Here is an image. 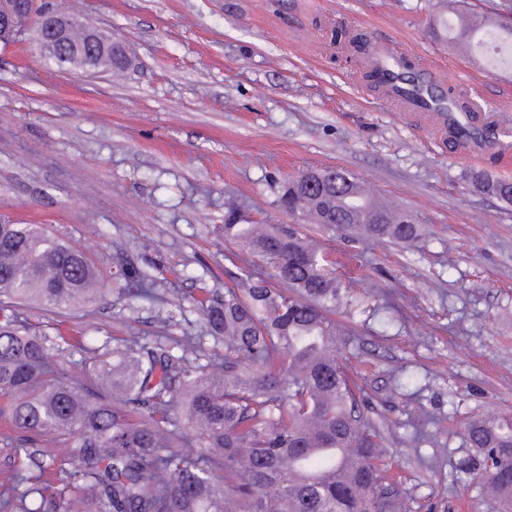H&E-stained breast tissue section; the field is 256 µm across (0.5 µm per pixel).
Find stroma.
I'll use <instances>...</instances> for the list:
<instances>
[{"label":"stroma","instance_id":"35a3bbf8","mask_svg":"<svg viewBox=\"0 0 512 512\" xmlns=\"http://www.w3.org/2000/svg\"><path fill=\"white\" fill-rule=\"evenodd\" d=\"M131 60L121 75L77 72L41 51L35 31L0 45V224L30 214L110 277L116 247L182 301L109 294L56 313L93 345L135 328L200 336L197 288H239L270 273L224 238V218L290 225L336 262L354 302L334 317L361 411L383 431L400 512H499L457 462L475 415L512 414V203L471 176L512 180L487 152L462 159L434 122L395 110L363 76V54L337 43L373 36L430 58L442 86L467 88L474 119L512 127V65L468 69L434 25L435 0H53ZM337 167L412 214L416 247L374 243L278 205L289 176Z\"/></svg>","mask_w":512,"mask_h":512}]
</instances>
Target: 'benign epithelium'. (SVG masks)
Segmentation results:
<instances>
[{
	"instance_id": "7a95c632",
	"label": "benign epithelium",
	"mask_w": 512,
	"mask_h": 512,
	"mask_svg": "<svg viewBox=\"0 0 512 512\" xmlns=\"http://www.w3.org/2000/svg\"><path fill=\"white\" fill-rule=\"evenodd\" d=\"M35 29L40 47L62 64L84 72L97 70L113 59H122L125 51L121 42L104 37L78 17L56 11L33 19L23 0H0V43L9 44ZM82 40L73 42L74 32Z\"/></svg>"
}]
</instances>
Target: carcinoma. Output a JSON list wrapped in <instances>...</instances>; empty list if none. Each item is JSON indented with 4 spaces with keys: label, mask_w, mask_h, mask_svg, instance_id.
Returning <instances> with one entry per match:
<instances>
[{
    "label": "carcinoma",
    "mask_w": 512,
    "mask_h": 512,
    "mask_svg": "<svg viewBox=\"0 0 512 512\" xmlns=\"http://www.w3.org/2000/svg\"><path fill=\"white\" fill-rule=\"evenodd\" d=\"M448 39L476 43L492 69L512 51V26H477L466 5ZM454 145L496 144L489 125L449 124ZM324 190L307 170L282 187L280 206L402 247L419 239L412 215L376 204L342 170ZM482 188L512 202V182ZM224 237L267 260L244 288L194 298L223 351L190 358L200 336L130 334L88 345L81 333L29 328L19 307L67 310L105 296L92 260L43 224H0V512H399L385 485L380 428L361 414L362 388L340 358L336 306L352 304L330 261L295 228L240 224ZM122 293L176 308L134 264L119 263ZM89 363L79 386L53 354ZM478 458L459 463L482 492L512 509V416L465 427ZM70 449L59 460L48 448Z\"/></svg>",
    "instance_id": "carcinoma-1"
}]
</instances>
